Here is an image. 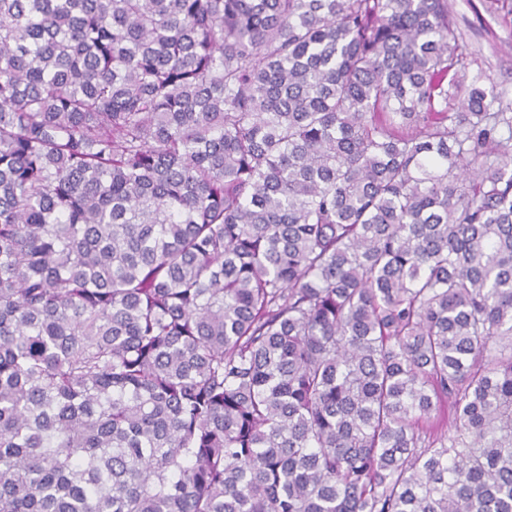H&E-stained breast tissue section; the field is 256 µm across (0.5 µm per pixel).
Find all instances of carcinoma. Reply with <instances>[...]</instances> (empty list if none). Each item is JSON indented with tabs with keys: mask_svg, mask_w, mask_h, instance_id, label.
I'll return each mask as SVG.
<instances>
[{
	"mask_svg": "<svg viewBox=\"0 0 512 512\" xmlns=\"http://www.w3.org/2000/svg\"><path fill=\"white\" fill-rule=\"evenodd\" d=\"M453 25L0 0V512H512V114Z\"/></svg>",
	"mask_w": 512,
	"mask_h": 512,
	"instance_id": "obj_1",
	"label": "carcinoma"
}]
</instances>
